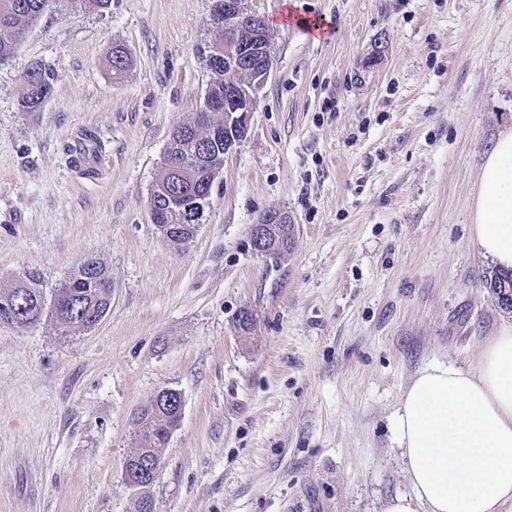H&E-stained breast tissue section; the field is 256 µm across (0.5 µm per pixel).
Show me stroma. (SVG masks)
I'll use <instances>...</instances> for the list:
<instances>
[{
    "mask_svg": "<svg viewBox=\"0 0 512 512\" xmlns=\"http://www.w3.org/2000/svg\"><path fill=\"white\" fill-rule=\"evenodd\" d=\"M297 3L334 33L274 27L246 135L181 246L149 197L203 103L212 0H50L0 62V288L30 268L58 287L90 258L112 275L91 330L0 324V512H134L132 418L164 388L183 409L154 512H381L409 490L406 386L433 360L476 366L512 321L472 235L482 162L512 128V0ZM35 65L55 80L25 112ZM274 209L295 223L278 263L250 241ZM190 206H191V208H194L197 211V214H194L193 217L191 218V219H193L194 222H196V218H199L202 215V212H204V208H203L202 204H199V203H192ZM150 207H151L150 210H151V214H152L154 223L157 224L160 232L168 240L171 239L172 232L178 231L180 229V227H178L177 225H173V224H186V225L193 224L192 229H190L191 233L188 231L187 228L180 230L179 232L181 235L177 236V239L173 243L182 245V241H184V239H186L190 236V238H188V240L186 241V243H187L193 238V236L196 232V229L198 227V224L192 223L193 222L192 220H182L178 216H175V218H172V220L170 221L169 224H159L161 222V219L163 218V215H161L159 210H157L156 205L154 204L152 198H150ZM182 238H183V240H181Z\"/></svg>",
    "mask_w": 512,
    "mask_h": 512,
    "instance_id": "stroma-1",
    "label": "stroma"
}]
</instances>
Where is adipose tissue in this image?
Masks as SVG:
<instances>
[{
	"instance_id": "1",
	"label": "adipose tissue",
	"mask_w": 512,
	"mask_h": 512,
	"mask_svg": "<svg viewBox=\"0 0 512 512\" xmlns=\"http://www.w3.org/2000/svg\"><path fill=\"white\" fill-rule=\"evenodd\" d=\"M473 241L512 270V129L482 167ZM393 431L410 494L381 512H503L512 505V323L484 344L476 367L436 360L402 393Z\"/></svg>"
}]
</instances>
